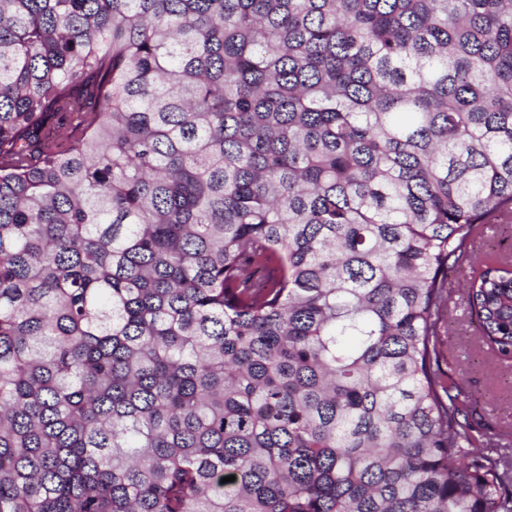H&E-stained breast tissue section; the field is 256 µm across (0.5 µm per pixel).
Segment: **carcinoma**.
Masks as SVG:
<instances>
[{"label": "carcinoma", "mask_w": 512, "mask_h": 512, "mask_svg": "<svg viewBox=\"0 0 512 512\" xmlns=\"http://www.w3.org/2000/svg\"><path fill=\"white\" fill-rule=\"evenodd\" d=\"M489 215L512 0H0V512H512ZM442 329V355L434 369L465 378L467 403L481 431L490 438L507 435L512 440V364L501 365L482 349L476 322L459 296L449 305Z\"/></svg>", "instance_id": "carcinoma-1"}]
</instances>
